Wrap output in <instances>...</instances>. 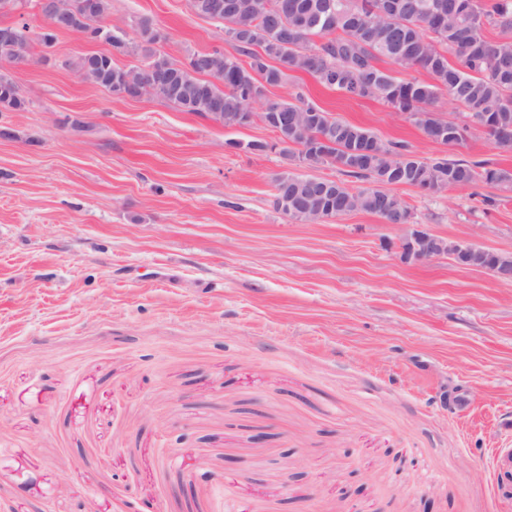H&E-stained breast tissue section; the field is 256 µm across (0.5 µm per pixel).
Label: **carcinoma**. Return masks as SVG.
I'll return each instance as SVG.
<instances>
[{
    "label": "carcinoma",
    "instance_id": "carcinoma-1",
    "mask_svg": "<svg viewBox=\"0 0 512 512\" xmlns=\"http://www.w3.org/2000/svg\"><path fill=\"white\" fill-rule=\"evenodd\" d=\"M195 14L223 25L224 36L236 53L223 54L224 67L204 71L197 65L199 53L174 60L156 52L163 39L151 20L137 21L139 41L112 33L103 24L110 0H103L99 18L89 25L92 35L112 47L113 53H83L68 65L81 77L115 96L129 92L126 67L120 56L140 55L162 61L177 76L163 81L153 95L184 112L210 117L211 104H223L219 119L227 126L251 124L252 105L264 103L265 111L288 117L270 129L282 144L280 153L288 163L302 161L309 167L331 162L350 177L366 180L369 188L350 189L344 182H328V189L315 200L296 196V185L315 176L283 171L274 177V205L292 219L305 221L322 214L363 211L392 222L408 224L412 214L398 197H386L377 183L428 185L439 191L445 185L465 187L476 182L512 184V171L488 160L436 158L429 165L414 157L403 142L383 148L397 156L388 160L374 150L377 136L371 130L342 121L297 92L290 99L270 100L267 88L288 80L289 73L303 72L326 88L351 97L381 100L405 112L426 133L438 122L432 107L439 95L459 103L468 125L450 127L449 144L462 133H481L501 145L512 144V0H224V14L212 15L203 0H189ZM441 6V20L429 17ZM496 26L505 35L494 40L487 28ZM15 38L0 42V62L21 66L32 59V43L43 54L51 53L59 29L53 21L34 34L28 23L12 24ZM387 59L404 68L421 69L430 81L401 80L378 67ZM27 101L12 79L0 82V109L18 111ZM336 127L332 144L317 141L326 126Z\"/></svg>",
    "mask_w": 512,
    "mask_h": 512
}]
</instances>
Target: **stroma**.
Segmentation results:
<instances>
[{
  "label": "stroma",
  "instance_id": "obj_1",
  "mask_svg": "<svg viewBox=\"0 0 512 512\" xmlns=\"http://www.w3.org/2000/svg\"><path fill=\"white\" fill-rule=\"evenodd\" d=\"M159 52H233L189 0H111L106 24ZM0 112V512H512V284L356 211L309 223L273 204L278 152L150 96L116 99L58 63ZM303 93L424 158L444 146L384 102L304 73ZM415 223L512 250V185L395 189ZM497 204L484 206V197ZM453 403L444 406L443 394ZM265 441H255L257 433ZM190 482L192 495L178 494Z\"/></svg>",
  "mask_w": 512,
  "mask_h": 512
}]
</instances>
